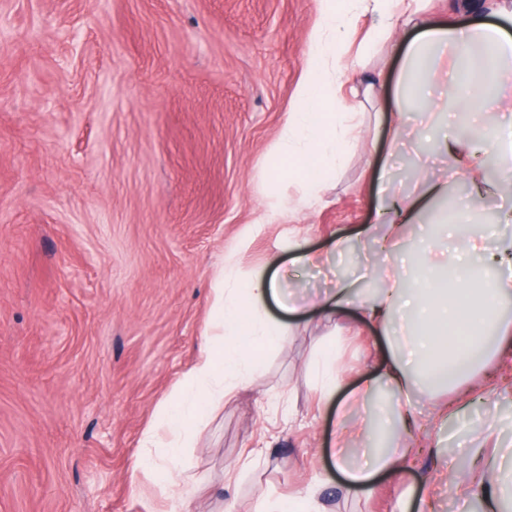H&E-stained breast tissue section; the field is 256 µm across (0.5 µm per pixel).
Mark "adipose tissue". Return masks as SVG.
<instances>
[{
	"label": "adipose tissue",
	"mask_w": 512,
	"mask_h": 512,
	"mask_svg": "<svg viewBox=\"0 0 512 512\" xmlns=\"http://www.w3.org/2000/svg\"><path fill=\"white\" fill-rule=\"evenodd\" d=\"M371 2L379 21L369 36L370 45H379L392 37L395 22L413 25L415 35L405 51V65L397 79L399 112L425 115L447 111L457 104L460 114L483 111L487 103H512V81L502 77L504 65L512 64V38L472 16L466 24L437 25L430 19V0H322L317 28L311 33L312 55L303 69L298 85L299 109L290 113L283 133L282 164L278 176L296 181L303 194L318 186V179L331 161L345 154L348 137L355 127L356 111L346 106L339 95L346 77L342 64L343 37L353 7ZM453 75L450 88L432 93L426 78L437 67ZM423 192L404 200L389 196L377 206V213L392 231L414 223L419 211L431 199L442 194L440 182L424 181ZM457 274L439 278L435 287L409 288L400 270L389 275L387 288L356 296L351 283L337 281L323 301L322 309L333 313L355 308L362 320L390 331L397 322L409 327L404 336H392L391 353L383 372L367 380L359 390L357 402H365L384 393L381 404L384 420H396L408 426L410 395L429 376H445L448 366L462 361L463 355L448 344L452 335L467 334L469 347L483 348L485 356L512 350V321L503 315L512 306V264L500 268L492 280L479 282L466 275V260H457ZM284 303L286 310L296 305L285 302L276 278L254 273L233 290H214L213 309L223 337L220 348L201 358L184 376L175 396L159 411L160 425L178 432V447L169 449L159 463L162 468L184 463L183 450L190 447L206 425L212 403L226 396V373L239 372L241 358H254L264 345L282 338L279 321L263 316L267 299ZM480 308L490 316V327L469 321L472 309ZM408 451L391 448L371 453L361 466L337 460L342 476L339 487L344 494L371 490L376 475L398 476ZM512 450L498 449L496 454L481 455V472L467 481L463 489L481 499L486 512H502L505 490L498 473Z\"/></svg>",
	"instance_id": "1"
}]
</instances>
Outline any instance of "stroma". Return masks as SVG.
Returning <instances> with one entry per match:
<instances>
[{"mask_svg": "<svg viewBox=\"0 0 512 512\" xmlns=\"http://www.w3.org/2000/svg\"><path fill=\"white\" fill-rule=\"evenodd\" d=\"M320 0H0V512H255L322 488L330 512H484L448 476L471 471L472 448H512V354H497L456 384L411 395L414 435L391 445L441 450L380 476L372 493L345 499L330 451L346 461L372 417L352 407L337 432L336 403L378 373L388 337L352 317H322L318 297L337 280L367 291L384 277L357 236L377 223L379 166L390 193L417 196L424 180L463 201L447 155L395 123L396 78L410 26L392 50L361 51L374 21L356 17L350 54L359 126L310 207L278 216L297 186L273 180L277 147L309 57ZM484 14L512 30V0H433L435 23ZM491 187L480 208L496 222L512 197L486 145ZM443 199L405 225L387 265H401L447 215ZM345 250L328 254L333 239ZM327 254L323 269L298 249ZM236 277H276L299 306L266 313L283 341L263 351L250 380L218 403L182 472H134L144 431L182 377L215 342L212 288L224 257ZM336 359L325 363L327 351ZM337 376L333 397L320 381ZM494 421L495 434L482 428ZM184 484L172 499L169 481Z\"/></svg>", "mask_w": 512, "mask_h": 512, "instance_id": "1", "label": "stroma"}]
</instances>
